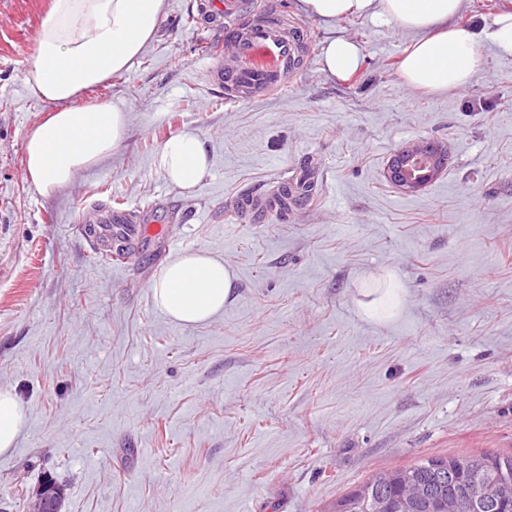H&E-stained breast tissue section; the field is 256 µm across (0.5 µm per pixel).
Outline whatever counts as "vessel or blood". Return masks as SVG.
<instances>
[{
    "mask_svg": "<svg viewBox=\"0 0 512 512\" xmlns=\"http://www.w3.org/2000/svg\"><path fill=\"white\" fill-rule=\"evenodd\" d=\"M249 0H212L210 19L224 27V58L209 68L207 77L229 99L263 96L284 87L301 66L302 29H290L275 16L252 18ZM102 236H121L131 244L163 237V224H132L127 214L110 211L95 219Z\"/></svg>",
    "mask_w": 512,
    "mask_h": 512,
    "instance_id": "b4317fda",
    "label": "vessel or blood"
}]
</instances>
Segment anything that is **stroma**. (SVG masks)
Returning a JSON list of instances; mask_svg holds the SVG:
<instances>
[{"mask_svg": "<svg viewBox=\"0 0 512 512\" xmlns=\"http://www.w3.org/2000/svg\"><path fill=\"white\" fill-rule=\"evenodd\" d=\"M165 0L133 66L86 95L123 104L121 146L52 196L24 167L50 111L23 81L50 0H0V386L27 422L0 455V512H32L44 481L60 512H334L372 475L434 456L512 454V57L453 94L405 84L413 33L365 18L326 25L299 0L308 56L286 87L229 101L206 79L223 30ZM363 50L346 80L321 69L329 39ZM196 131L208 173L191 189L154 166ZM431 140L448 155L424 188L386 169ZM315 162L318 196L241 213ZM171 226L116 265L80 227L100 210ZM233 273L222 311L172 322L152 297L177 255ZM393 270L400 313L365 319L360 290ZM419 145H411L407 147L402 153L397 154L392 160L387 169L388 178L398 185V187L406 192H414L423 187L438 171L432 170L429 166L417 180L408 182L404 177V166L407 164L411 156L415 153ZM394 179V180H393ZM395 181V182H394Z\"/></svg>", "mask_w": 512, "mask_h": 512, "instance_id": "1", "label": "stroma"}]
</instances>
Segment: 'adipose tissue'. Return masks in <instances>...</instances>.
I'll return each mask as SVG.
<instances>
[{
  "label": "adipose tissue",
  "instance_id": "obj_1",
  "mask_svg": "<svg viewBox=\"0 0 512 512\" xmlns=\"http://www.w3.org/2000/svg\"><path fill=\"white\" fill-rule=\"evenodd\" d=\"M466 0H300L302 10L330 23L345 17L369 18L414 33L401 74L415 89L442 94L468 87L482 70V45L512 56V10L481 18L461 28L453 20ZM164 0H51L34 38L32 62L24 75L32 96L50 104L51 114L24 141L29 181L44 196L68 186L83 169L121 145L127 112L104 101L82 106L87 91L128 70L152 40ZM362 50L346 38L332 39L323 69L344 79L358 70ZM157 170L171 183L188 189L209 168L201 139L187 130L170 137L156 154ZM230 269L204 253L179 255L153 286L156 306L172 321L194 325L223 310L232 289ZM364 289L359 306L371 320L396 315L402 289L391 270ZM26 423L13 390L0 386V454L10 452Z\"/></svg>",
  "mask_w": 512,
  "mask_h": 512
}]
</instances>
